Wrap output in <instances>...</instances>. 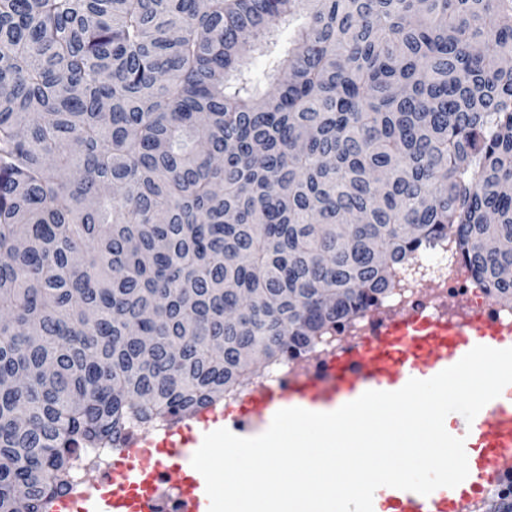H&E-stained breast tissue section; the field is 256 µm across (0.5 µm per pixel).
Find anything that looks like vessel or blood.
Returning <instances> with one entry per match:
<instances>
[{"mask_svg":"<svg viewBox=\"0 0 512 512\" xmlns=\"http://www.w3.org/2000/svg\"><path fill=\"white\" fill-rule=\"evenodd\" d=\"M477 345L506 348L504 324L461 307L425 306L415 314L391 317L321 366L247 396V414L235 420L231 431L250 436L284 408L331 412L368 390H399L409 379L435 376ZM454 420L452 436L478 441L481 447L468 463L470 473L493 485L512 472L511 402L497 398L473 422L459 414ZM178 454L183 463L176 467L157 464L110 471L113 490L107 496L101 494L98 480L86 479L72 498L84 504L85 512H153L155 501L147 490L161 486L175 496L181 512H209L205 480L190 463L193 449L182 448ZM378 493L397 501L400 512H468L471 503L469 496L448 487L427 496L392 487L379 488Z\"/></svg>","mask_w":512,"mask_h":512,"instance_id":"1","label":"vessel or blood"}]
</instances>
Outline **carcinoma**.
Masks as SVG:
<instances>
[{"instance_id": "cac0c4a2", "label": "carcinoma", "mask_w": 512, "mask_h": 512, "mask_svg": "<svg viewBox=\"0 0 512 512\" xmlns=\"http://www.w3.org/2000/svg\"><path fill=\"white\" fill-rule=\"evenodd\" d=\"M511 58L512 0H0V512L248 386L430 239L511 304ZM111 451L112 449L106 448H88L73 465L71 484L82 480L91 470L105 473L109 466L107 459Z\"/></svg>"}]
</instances>
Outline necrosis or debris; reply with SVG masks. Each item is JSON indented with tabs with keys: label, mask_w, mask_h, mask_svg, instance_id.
Segmentation results:
<instances>
[{
	"label": "necrosis or debris",
	"mask_w": 512,
	"mask_h": 512,
	"mask_svg": "<svg viewBox=\"0 0 512 512\" xmlns=\"http://www.w3.org/2000/svg\"><path fill=\"white\" fill-rule=\"evenodd\" d=\"M451 238L429 242L418 255L417 264L437 280L436 288L422 290L418 282L398 280L395 287L361 313L337 322L309 348L288 352L267 375L255 379L261 387L307 369L323 359L339 353L350 343L366 335L382 320L416 311L424 304L455 298L461 305L473 306L481 314L491 313L497 319L512 324V309L499 305L454 256Z\"/></svg>",
	"instance_id": "1"
}]
</instances>
